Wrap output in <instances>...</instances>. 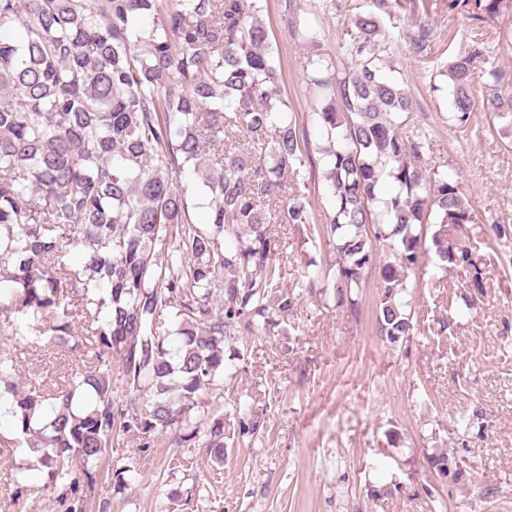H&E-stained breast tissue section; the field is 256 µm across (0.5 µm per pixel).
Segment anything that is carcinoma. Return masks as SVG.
<instances>
[{
    "instance_id": "1",
    "label": "carcinoma",
    "mask_w": 512,
    "mask_h": 512,
    "mask_svg": "<svg viewBox=\"0 0 512 512\" xmlns=\"http://www.w3.org/2000/svg\"><path fill=\"white\" fill-rule=\"evenodd\" d=\"M500 3L448 8L478 18ZM260 11V0H0V283L13 284L0 298V387L17 420L0 457L13 471L16 451L37 453L47 482L65 487L64 512H86L89 466L130 433L141 453L164 434L224 462V415L207 401L224 377V338L293 308L269 226L312 224L297 183L313 162L328 186L336 299L353 312L348 293L375 266L373 240L385 243L379 336L397 345L413 335L403 295L431 214L439 261L480 284L476 241L443 238L476 214L459 183L422 168L429 136L399 122L412 96L380 74L376 22L355 21L342 71L309 62L328 140L315 160ZM480 53L448 64L461 125ZM192 191L208 200L206 224L194 222ZM226 236L235 249L224 250ZM42 346L82 349L88 361L21 395L17 351ZM258 428L240 417L235 433ZM427 463L437 474L454 464L455 481L463 473L454 453Z\"/></svg>"
}]
</instances>
